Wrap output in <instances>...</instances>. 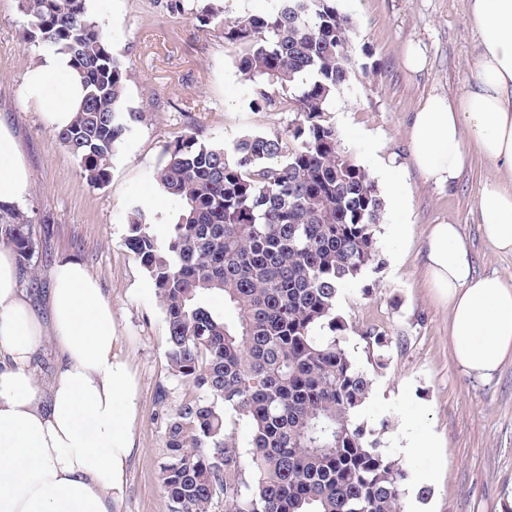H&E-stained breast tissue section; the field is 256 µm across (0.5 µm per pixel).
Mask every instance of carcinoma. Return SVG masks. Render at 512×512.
<instances>
[{"label":"carcinoma","mask_w":512,"mask_h":512,"mask_svg":"<svg viewBox=\"0 0 512 512\" xmlns=\"http://www.w3.org/2000/svg\"><path fill=\"white\" fill-rule=\"evenodd\" d=\"M197 27L242 47L249 107L292 112L282 133L209 141L191 121L164 146L154 179L181 213L159 238L132 208L126 245L153 281L170 375L192 396L166 416L161 480L171 512H403L405 470L356 423L372 379L343 346V288L377 261L384 210L368 172L327 118L354 60L336 0H267L234 19L194 0ZM30 40L64 53L81 79L75 121L56 136L87 183L109 177L143 112L125 106L129 71L87 0H20ZM307 72L310 81L297 78ZM0 244L35 272L40 239L21 209L0 212ZM224 297L230 322L209 305ZM383 364L385 334L361 333ZM251 429L243 457L226 411Z\"/></svg>","instance_id":"1"}]
</instances>
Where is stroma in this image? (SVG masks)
I'll use <instances>...</instances> for the list:
<instances>
[{"label":"stroma","mask_w":512,"mask_h":512,"mask_svg":"<svg viewBox=\"0 0 512 512\" xmlns=\"http://www.w3.org/2000/svg\"><path fill=\"white\" fill-rule=\"evenodd\" d=\"M165 0H87L88 10L109 36L112 53L131 73L125 104L146 113L118 146L110 177L90 186L67 149L34 106L25 104L26 70L41 49L24 36L19 0H0V120L18 136L32 175L23 205L34 224L49 222L50 256L39 261L36 279L21 284L45 303L49 271L64 258L79 260L98 279L112 306L117 351L135 384L129 430L135 447L123 492L113 512H170L161 481L167 460L166 416L190 393L172 378L166 357V323L151 279L126 245L133 205L148 210L157 235L179 215L153 172L166 142L187 120L207 137L232 142L243 134L283 131L290 112H255L248 82L236 68L239 49L222 27L200 31L190 13H172ZM353 22L356 65L332 102L328 119L343 147L366 171L375 158L394 161L405 206L385 208L376 229L383 259L347 285L338 312L348 329L344 346L373 380L359 423L382 450L400 459L408 474L431 472L427 499L404 497V512H512V365L483 381L456 365L448 346V310L434 298L422 272L424 233L432 224L459 225L478 274L512 279V255L495 252L479 231L477 202L492 163L478 153L453 187L436 185L411 165L406 127L429 94L461 95L475 75L477 33L467 0H336ZM426 57L417 72L404 65L407 45ZM375 69L362 70L365 57ZM376 328L388 346L383 366L371 364L359 334ZM428 405L422 428L438 448L418 462L399 449L401 415Z\"/></svg>","instance_id":"stroma-1"}]
</instances>
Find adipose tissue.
Returning a JSON list of instances; mask_svg holds the SVG:
<instances>
[{
    "instance_id": "ef3b65f1",
    "label": "adipose tissue",
    "mask_w": 512,
    "mask_h": 512,
    "mask_svg": "<svg viewBox=\"0 0 512 512\" xmlns=\"http://www.w3.org/2000/svg\"><path fill=\"white\" fill-rule=\"evenodd\" d=\"M479 36L474 84L462 96L431 94L407 126L410 161L429 181L455 184L467 163L465 143L496 169L478 200L480 231L512 255V0H469ZM83 91L67 55H40L24 78V99L61 130ZM30 173L17 139L0 122V211L25 203ZM423 270L448 308L454 361L488 380L512 364V280L477 275L459 225L433 224ZM50 323L42 325L23 290L15 256L0 250V512H112L133 448L127 421L134 387L114 351L112 307L79 261L51 272ZM59 356L49 390L31 368L44 334Z\"/></svg>"
}]
</instances>
